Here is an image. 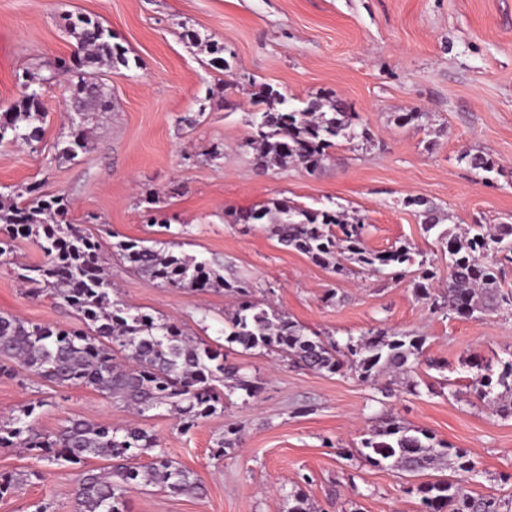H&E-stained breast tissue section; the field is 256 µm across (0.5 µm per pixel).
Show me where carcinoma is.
Listing matches in <instances>:
<instances>
[{
	"mask_svg": "<svg viewBox=\"0 0 512 512\" xmlns=\"http://www.w3.org/2000/svg\"><path fill=\"white\" fill-rule=\"evenodd\" d=\"M70 33L77 41V50L83 53L76 58L79 66L106 62L129 66L125 50L112 44L110 31L100 22L80 17L70 23ZM328 107L326 113L315 102L290 111L271 105L254 113L253 132L246 145L256 149L257 165L264 169L273 161L292 158L314 172L322 166L334 140L367 135L365 130H355L341 100H330ZM39 117L40 102L23 93L15 107L0 115V142L31 145L40 141L42 127L35 124ZM71 127L62 153L74 158L88 148L90 138L78 123H71ZM462 158L474 170H494L493 162L482 154L466 153ZM24 193L29 198L22 206H0V236L5 244L21 231L34 237L46 261L22 267L20 278L35 286L34 293L44 292L71 308L79 326L61 329L0 315V372L17 366L59 387H91L141 416L167 407L187 428L224 411L226 397L239 391L247 397L255 395L256 386L240 374L239 367L226 363L223 346L195 340L173 322L157 320L112 298L105 245L60 221L67 212L63 196L44 194L38 185L24 188ZM410 204L419 207L424 231L440 229L439 239L448 248L450 276L439 309L471 316L476 311L489 314L512 304L498 288L493 265L484 262L488 256L512 262V224L482 229L463 242L451 229L440 228L436 210L426 200L413 198ZM235 220L267 226L280 244L337 274L347 271L346 261L357 262L373 273L416 263L422 279L417 291L430 296L428 281L433 273L425 268V261H415L405 246L381 253L367 250L364 225L344 223L333 210L264 206ZM112 248L130 269L167 288L221 286L242 296L248 293L244 282L224 278V268L205 259L163 252L142 240H121ZM225 341L245 350L274 351L294 365L319 373L335 374L350 365L366 383L384 375L398 377L411 372L423 346L418 336L382 331H370L342 345L329 336L310 334L288 316L248 300L228 318ZM476 394L493 413L512 415V358L501 361L499 372L482 375ZM34 412L35 407L30 406L19 416L0 421V447L25 448L47 466L81 467L74 487L76 512H129L126 495L142 484L174 495L200 496L205 492L201 480L159 449L156 436L143 427L72 419L60 430L46 434L34 429L30 421ZM361 445L365 460L376 466L387 461L395 470L413 476L442 469L463 477L476 475V463L465 450L391 415L373 425ZM141 456L149 461L131 463ZM92 458L114 462L113 471L85 468ZM24 482V477L0 472V496L16 491ZM417 492L425 512H498L494 498L476 499L447 479L422 483Z\"/></svg>",
	"mask_w": 512,
	"mask_h": 512,
	"instance_id": "carcinoma-1",
	"label": "carcinoma"
}]
</instances>
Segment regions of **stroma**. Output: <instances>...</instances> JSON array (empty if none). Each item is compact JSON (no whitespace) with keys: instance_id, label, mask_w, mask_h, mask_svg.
<instances>
[{"instance_id":"obj_1","label":"stroma","mask_w":512,"mask_h":512,"mask_svg":"<svg viewBox=\"0 0 512 512\" xmlns=\"http://www.w3.org/2000/svg\"><path fill=\"white\" fill-rule=\"evenodd\" d=\"M66 13L100 21L129 63L94 68L112 109L85 113L91 142L73 159L61 153L70 133L65 83L85 70L40 85L41 141L0 144L1 202L40 183L67 197V223L87 233L106 228L219 261L227 279L251 286L254 300L308 330L342 342L372 329L409 334L423 338V354L409 379L383 376L374 385L348 367L332 375L300 368L226 343L231 293L164 288L111 257L116 298L222 344L257 396H232L223 413L186 430L167 408L137 419L93 388H61L22 370L0 377V420L34 403L44 433L73 418L139 421L201 478L205 493L138 487L131 512H288L295 487L314 512H419L411 478L359 454L375 419L390 412L468 450L478 473L465 480L466 492L512 512V416L477 398L480 372L468 365L475 356L495 368L512 352V306L447 315L415 295L417 266L397 279L359 266L342 278L284 247L266 226L231 220L283 201L343 211L366 225L369 250L404 245L422 255L435 274L432 298L440 297L448 253L436 233L423 231L412 199L427 200L440 224L460 233L512 224V0H0V113L21 98L26 74H47L74 57ZM215 46L224 66L211 63ZM266 89L296 106L336 95L369 137L337 141L314 172L296 163L259 170L245 140ZM408 112L420 120L403 122ZM216 143L223 159L209 157ZM469 151L492 160L493 172L473 170L462 159ZM45 260L23 237L0 256L1 315L73 322L70 308L32 295L19 277L22 266ZM231 423L238 441L215 456ZM0 472L28 476L18 492L0 496V512H34L42 502L73 512L75 469L0 447Z\"/></svg>"}]
</instances>
